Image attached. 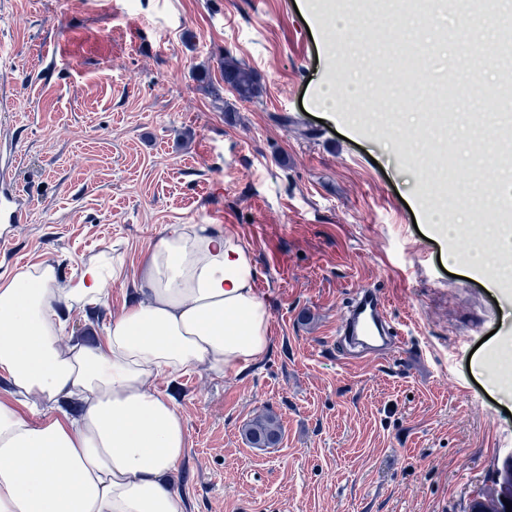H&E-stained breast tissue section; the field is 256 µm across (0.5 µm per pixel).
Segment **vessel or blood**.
<instances>
[{
  "instance_id": "obj_1",
  "label": "vessel or blood",
  "mask_w": 512,
  "mask_h": 512,
  "mask_svg": "<svg viewBox=\"0 0 512 512\" xmlns=\"http://www.w3.org/2000/svg\"><path fill=\"white\" fill-rule=\"evenodd\" d=\"M17 161L13 146L0 144V224L26 222L32 202L9 176ZM336 339L357 348L359 356L386 354L398 348L403 336L385 315V299L375 289L352 296L336 325Z\"/></svg>"
}]
</instances>
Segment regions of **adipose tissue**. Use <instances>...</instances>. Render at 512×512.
<instances>
[{
  "label": "adipose tissue",
  "instance_id": "ef3b65f1",
  "mask_svg": "<svg viewBox=\"0 0 512 512\" xmlns=\"http://www.w3.org/2000/svg\"><path fill=\"white\" fill-rule=\"evenodd\" d=\"M124 273L106 257L61 294L49 265L0 282V371L19 392L86 404L36 422L0 402V512H181L164 477L182 461L184 424L148 379L221 377L265 356L270 317L252 251L208 224L170 226L147 256L141 298L95 346L61 353L57 304L101 301Z\"/></svg>",
  "mask_w": 512,
  "mask_h": 512
}]
</instances>
